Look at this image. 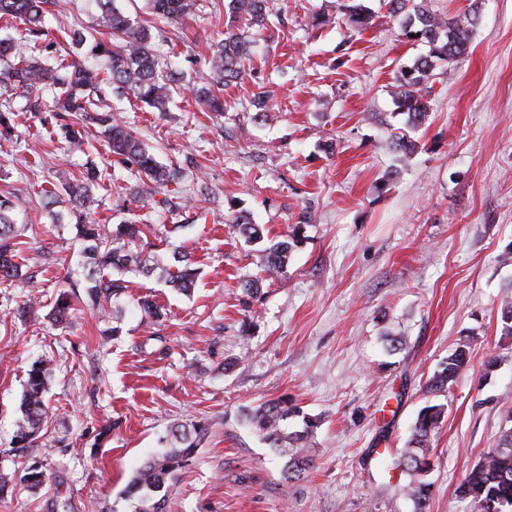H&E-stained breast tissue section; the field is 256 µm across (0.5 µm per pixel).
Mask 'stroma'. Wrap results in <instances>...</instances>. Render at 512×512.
<instances>
[{"label": "stroma", "mask_w": 512, "mask_h": 512, "mask_svg": "<svg viewBox=\"0 0 512 512\" xmlns=\"http://www.w3.org/2000/svg\"><path fill=\"white\" fill-rule=\"evenodd\" d=\"M211 2L199 0L182 43L163 50L182 71L167 111L107 101L161 161L191 165L181 187L194 205L176 214L152 201L130 205L142 183L119 167L96 192L100 223L151 224L165 252L189 253L198 270L187 295L157 275L128 274L126 294L107 304L122 314L114 340L103 341L95 311L51 320L82 256L74 226L32 203L47 183L110 159L43 140L23 99L11 101L18 115L12 142L0 144V195L22 207L28 277L0 288V512H139L126 493L134 470L166 450L174 425L197 422L209 432L166 512H412L404 477L380 475L376 458L404 448L431 400L426 380L466 336L470 363L440 399L427 512H472L456 489L512 414V347L500 342V306L512 298V261L501 259L512 247V0H431L450 14L478 4L479 20L467 55L436 69L418 148L404 164L387 139L405 121L394 77L428 48L407 42L380 0H364L373 14L364 29L337 0H271L275 20L251 35L247 73L225 88L219 118L191 92L209 45L233 25ZM318 13L327 23L315 28ZM262 90L274 121L255 117L250 101ZM200 180L214 197H196ZM240 213L279 239L310 218L285 273L252 298L239 283L259 276L260 258L230 222ZM145 293L165 305L163 324L136 310ZM29 299L30 314H11ZM161 337L171 349L162 360ZM493 355L501 363L483 378ZM38 361L51 367L49 419L36 447L16 452L15 422ZM280 397L321 420L314 465L293 481L243 422L246 408ZM32 466L50 476L36 490L22 481Z\"/></svg>", "instance_id": "stroma-1"}]
</instances>
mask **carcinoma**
Returning a JSON list of instances; mask_svg holds the SVG:
<instances>
[{"label":"carcinoma","instance_id":"carcinoma-1","mask_svg":"<svg viewBox=\"0 0 512 512\" xmlns=\"http://www.w3.org/2000/svg\"><path fill=\"white\" fill-rule=\"evenodd\" d=\"M98 13L92 30L72 28L66 31L65 53L52 56L53 62L41 58L50 52L54 41L48 39L45 17L60 11L59 0H0V21L20 25L19 38L0 40V90L26 99L24 111L50 113L54 122L43 121V126H58L65 132L70 146L81 151L92 142L78 130L80 122L90 120L101 128L102 147L112 154L113 163L133 169L151 194L161 196L158 204L167 211L185 210L188 201L181 195L180 183L184 168L173 163L164 164L137 137L136 133L106 109L105 101L111 93H119L159 111H166L173 91V70L158 50L151 32L150 20L168 24H183L194 12L196 0H143L145 13L151 19L132 16L117 5V0H92ZM389 13L400 19L403 37L409 42H423L429 46L427 54L416 58L412 65L401 68L396 77L395 102L399 113L406 115L405 127L391 133L393 148L405 161L417 149L410 136L422 126L428 116L426 98L431 91L435 63L449 65L459 62L467 53L477 7L454 16L433 10L413 0H388ZM231 13L243 23L241 28L224 31V38L209 48L207 78L202 86L193 88L196 100L217 115L224 112V98L219 91L239 82L246 74L250 60V28L264 29L268 25V0H229ZM338 9L356 24L366 25L371 18L369 8L360 0H342ZM51 96L47 102L44 94ZM270 93L263 90L254 95L252 106L264 121L273 118ZM14 112L11 106L0 110V139L11 138L14 131ZM111 175L92 165L79 179L62 183L53 189H44L40 206L53 208L68 203L70 223L82 243L85 259L83 294L62 292L54 310L58 321L65 320L72 302L96 310L109 318L105 302L125 292L123 276L128 272L146 275L161 270L165 283L184 294L194 287L197 269L188 255L159 252L151 242L156 235L151 224L126 221L105 231L92 213L96 202L94 191L107 186ZM17 204L0 198V282H13L21 276L18 261L20 241ZM232 223L249 244L264 240V228L253 224L244 215H236ZM301 225L293 227L287 238L262 250L261 266L264 277L275 279L282 275L294 247L299 243ZM143 318L160 322L167 315L166 308L153 295L136 299ZM470 340L460 342L448 354L426 382V390L442 395L449 391L470 362ZM48 368L35 364L28 373L26 390L21 404V416L16 421L15 445L32 448L41 424L48 416L44 394ZM445 406L429 404L417 413L410 428V437L396 457L381 456L378 468L398 469L408 477L402 487L405 497L413 505L412 512H425L432 484L426 480L431 469V442L441 429ZM300 415V409L286 398L264 402L245 414L247 424L259 438L284 459L283 476L298 479L313 463L311 439L320 419L302 417L303 429L288 433L284 422ZM208 425L198 422L191 427L175 426L171 446L164 452L148 458L129 481V494L150 503L142 512H163L168 493L182 470L191 465L198 445L208 434ZM50 481L39 467H30L25 482L30 489H39ZM457 496L470 500L473 512H512V426L501 431L496 448L478 462L456 489Z\"/></svg>","mask_w":512,"mask_h":512}]
</instances>
